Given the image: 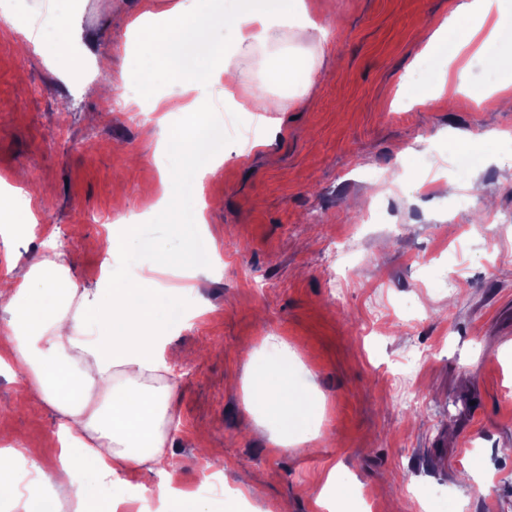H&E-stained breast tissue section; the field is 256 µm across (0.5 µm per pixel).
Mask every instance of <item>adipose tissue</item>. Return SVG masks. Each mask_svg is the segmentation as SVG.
<instances>
[{"label":"adipose tissue","instance_id":"1","mask_svg":"<svg viewBox=\"0 0 512 512\" xmlns=\"http://www.w3.org/2000/svg\"><path fill=\"white\" fill-rule=\"evenodd\" d=\"M198 0H178L157 11L155 0H140V14L129 30L141 33L142 53L151 68L134 73L144 91H152L158 67L179 74L191 69L202 51H212V33L197 11ZM225 25L224 67L205 81L224 84L232 95L230 65L258 49L277 55L275 77L291 95L310 96L319 75L327 27L308 0H249L227 10L224 0H209ZM499 0H449L448 15L419 40L424 52H436L456 38L460 52L488 55L505 79L497 102L512 106V51H495ZM160 287L151 277L121 282L107 293L79 287L61 257H42L10 272L0 292V308L9 315V332L0 338V359L8 358L27 375L33 404L47 405L59 418L61 456L81 457L97 472L120 477L136 470L168 473L170 435L176 427L173 402L177 383L169 377L176 354L152 313ZM247 395L266 421L280 431L304 429L310 408L304 387L288 370L287 358L252 365Z\"/></svg>","mask_w":512,"mask_h":512}]
</instances>
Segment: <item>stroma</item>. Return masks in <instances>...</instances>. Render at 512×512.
<instances>
[{"label": "stroma", "mask_w": 512, "mask_h": 512, "mask_svg": "<svg viewBox=\"0 0 512 512\" xmlns=\"http://www.w3.org/2000/svg\"><path fill=\"white\" fill-rule=\"evenodd\" d=\"M317 4L328 36L315 105L285 96L264 53L237 67L240 87L263 86L282 106L270 135L221 89L197 92L189 112L178 79L159 75L149 94L122 81L139 52L127 29L139 0H15L43 42L58 31L50 16L78 15L83 34L49 64L20 30L0 28V178L26 173L28 202L0 229V277L47 255L49 239L92 291L148 275L159 249L190 274L201 253L221 254L205 287L154 296L182 353L173 479L188 491L200 483L199 431L224 451L208 512H324L316 499L331 475L348 512H512V223H473L483 205L470 189L482 183L492 214H512V140L485 136L512 132V111L472 99L501 75L470 58L454 104L407 108L401 82L415 92L448 70L447 49L424 56L417 40L448 0ZM98 83L139 99L141 119L90 94ZM156 95L166 116L152 110ZM161 118L188 141L217 129L223 165L203 179L181 169L156 146ZM164 169L180 174L167 215L144 192ZM354 223L356 253L342 269L330 249ZM109 237L112 256L91 248ZM268 336L287 343L289 370L317 401L311 453L276 448L245 398L242 349L265 359ZM407 392L422 407L402 408ZM27 398L22 370L0 366V434L49 475L55 413L28 411ZM72 476L101 507L159 482L141 471L115 485L84 463Z\"/></svg>", "instance_id": "1"}]
</instances>
